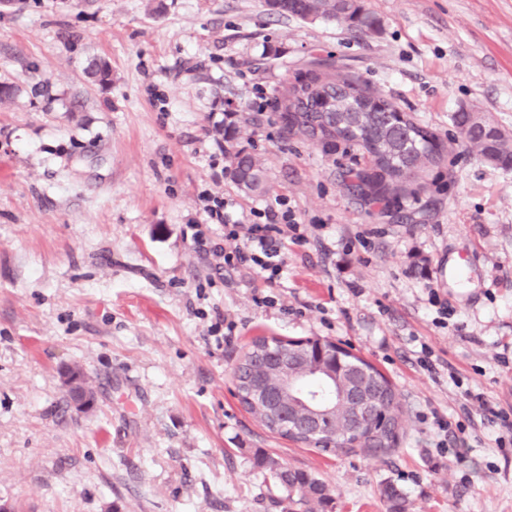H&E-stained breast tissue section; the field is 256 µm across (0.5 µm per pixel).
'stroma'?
Segmentation results:
<instances>
[{
    "mask_svg": "<svg viewBox=\"0 0 512 512\" xmlns=\"http://www.w3.org/2000/svg\"><path fill=\"white\" fill-rule=\"evenodd\" d=\"M373 30L270 14L264 0H17L0 9V503L12 512H281L256 465L317 473L335 512H512V170L451 117L512 131V0H364ZM359 77L446 144L418 193L373 206L361 159L282 131L275 97L316 60ZM112 69L110 84L87 75ZM269 173H227L216 123ZM239 214L286 202L274 279L209 265L202 191ZM257 336L321 337L393 384L392 455L325 456L256 425L232 371ZM429 347L432 368L420 363ZM95 392L78 409L65 373ZM468 419L437 447L434 415Z\"/></svg>",
    "mask_w": 512,
    "mask_h": 512,
    "instance_id": "stroma-1",
    "label": "stroma"
}]
</instances>
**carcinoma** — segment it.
<instances>
[{"label":"carcinoma","mask_w":512,"mask_h":512,"mask_svg":"<svg viewBox=\"0 0 512 512\" xmlns=\"http://www.w3.org/2000/svg\"><path fill=\"white\" fill-rule=\"evenodd\" d=\"M311 9L309 0H281L277 14L305 20ZM321 18L338 20L351 28L372 29L376 18L367 11L362 0H349L342 10L336 3L327 0L323 3ZM336 85L330 87L329 96L336 99V109L328 112L320 110L317 94H312L309 103L300 116H295L284 126L290 135H297L311 142L315 135L313 122L321 128H336L332 141L324 147L333 151L340 144L357 148L364 165L345 172L350 187L359 196L373 204H385L400 193L411 190L419 184L431 167L439 164L446 148L434 132L415 122L410 116L402 121H394L390 109L379 108V99L364 82L348 74L332 75ZM452 123L460 136L476 147L480 156L495 161V166L512 168V133L496 127L487 134L483 128L472 123L471 113L463 110L452 115ZM237 126L231 122L224 125V152L231 162L232 178L244 190L261 193L266 190L268 177L266 170L252 152L236 147ZM283 352L290 358L293 349L288 342L277 337L261 336L252 340L248 349L239 359L240 385L236 386L241 405L257 423L271 433L289 438L296 443L314 448L330 455H383L396 451L397 439L393 432L377 428V434L368 436L364 426L374 423L375 414L385 413L392 426H401L402 408L396 399L392 385L387 378L370 362L351 351L342 354L336 369L350 366L362 370L371 404L360 411V417L347 420L345 413L338 410L325 420L318 435L311 438L289 434L288 424L281 420L273 422L265 413L266 405L262 396L251 394L246 379L254 368L264 364L267 356ZM303 371L296 374L293 399H317L330 403L336 399V390L327 383L320 365L314 356V348H302ZM257 466L270 474L282 492L277 506L282 512H328L332 508L333 497L328 485L312 471L290 469L272 456L257 458ZM383 494L389 512H404L405 497L393 484L384 486Z\"/></svg>","instance_id":"carcinoma-1"}]
</instances>
